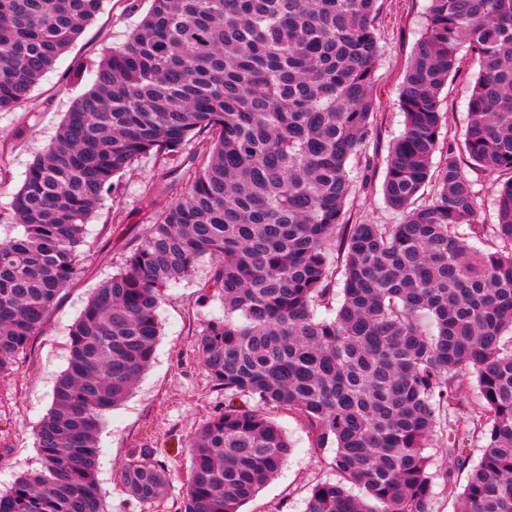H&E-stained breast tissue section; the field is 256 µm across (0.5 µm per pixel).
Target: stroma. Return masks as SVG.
Listing matches in <instances>:
<instances>
[{
  "instance_id": "obj_1",
  "label": "stroma",
  "mask_w": 512,
  "mask_h": 512,
  "mask_svg": "<svg viewBox=\"0 0 512 512\" xmlns=\"http://www.w3.org/2000/svg\"><path fill=\"white\" fill-rule=\"evenodd\" d=\"M428 5L429 0H380L376 19L380 56L373 87L377 122L366 148L371 165L355 170V187L344 207L351 223L401 220L399 213L386 207L382 184L392 143L404 131L398 94L424 30ZM149 6V0H105L96 19L39 80L29 102L0 112V211L9 208L30 164L54 137L72 102L91 87L93 63L125 42ZM476 70L474 59L464 57L458 75L449 79L441 95L447 114L443 139L463 140ZM462 168L477 196L478 223L494 224L498 175L481 171L468 160ZM161 170L155 157L141 158L135 174L120 179L116 199L102 201L85 227L77 278L62 292L28 349L17 356L11 373L0 377L2 493L21 473L41 467L36 430L51 405L55 381L68 365L71 325L94 289L122 271L127 256L140 246L151 208H165L175 199L164 188ZM209 274V262H200L190 277L165 290L158 308L161 336L152 364L129 397L105 416L97 479L108 512H177L186 494L189 443L210 417L224 409L223 392L216 390L195 352L200 324L224 312L218 297H204L201 290ZM272 415L286 433L291 452L277 476L242 512H304L309 487L336 477L332 454L312 447L294 414L276 409ZM143 448L152 449L170 473L164 497L152 506L129 496L118 477L121 463Z\"/></svg>"
}]
</instances>
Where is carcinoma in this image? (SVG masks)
<instances>
[{
    "instance_id": "1",
    "label": "carcinoma",
    "mask_w": 512,
    "mask_h": 512,
    "mask_svg": "<svg viewBox=\"0 0 512 512\" xmlns=\"http://www.w3.org/2000/svg\"><path fill=\"white\" fill-rule=\"evenodd\" d=\"M377 2L150 0L99 62L0 212L21 228L0 238L1 375L78 274L85 225L115 177L152 154L180 193L71 325L68 366L36 432L41 469L0 493V512H107L104 416L152 362L161 291L204 258V287L224 315L200 325L195 347L224 411L190 443L181 512H241L280 470L291 444L273 409L298 416L312 447L333 453L336 480L314 485L304 512H432L425 449L465 407L467 374L479 393L469 436L483 454L469 465L448 434L444 488L462 512H512V0H429L382 185L404 218L349 224L350 162L370 164L376 117ZM102 3L0 0V112L30 99ZM463 51L478 64L470 121L436 166L441 93ZM462 151L506 176L494 251L458 232H485ZM335 251L342 299L322 316ZM457 469L468 470L463 485ZM119 472L143 503L165 493L167 469L147 448Z\"/></svg>"
}]
</instances>
